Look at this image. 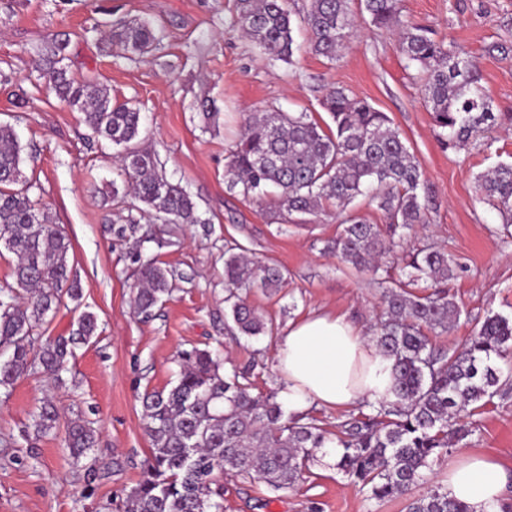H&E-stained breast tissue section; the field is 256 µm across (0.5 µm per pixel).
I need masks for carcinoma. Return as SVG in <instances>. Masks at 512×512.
Returning <instances> with one entry per match:
<instances>
[{
  "mask_svg": "<svg viewBox=\"0 0 512 512\" xmlns=\"http://www.w3.org/2000/svg\"><path fill=\"white\" fill-rule=\"evenodd\" d=\"M402 0H359L360 10L378 28H400V49L407 64L423 70L425 100L447 144L467 142L496 121L482 93L473 61L401 20ZM238 24L259 53L272 63H292L293 28L289 0H236ZM302 21L314 52L333 61L350 38L351 0H307ZM112 41L128 58L146 53L158 42L147 22L119 21ZM65 44L43 58V76L58 97L83 113L98 136L122 148L121 169L134 197L146 212L165 222L197 224L195 203L159 171L154 154L138 145L141 112L120 102L104 85L78 80L63 65ZM334 128L325 130L305 112H257L249 115L225 169L229 191L261 199L279 190L278 211L318 215L336 207L341 230L326 250L356 270L378 272V259L391 252L379 224L348 206L358 197L376 204L389 228L407 233L424 223L419 190L424 188L420 162L389 117L367 100L342 88L324 100ZM21 146L15 130L0 124V241L16 256L13 284L0 289V388L40 370L57 377L75 345L96 333L97 319L82 312L69 336L34 337L47 314L63 297L76 299L71 279L69 238L39 212L28 196ZM477 192L492 201L512 224V164L501 163L476 178ZM408 281L381 278L384 309L373 341L392 361L391 396L368 401V413L350 416L331 434L313 418H284L271 397L249 392L247 374L221 373L223 360L206 349L180 353L181 370L168 390L144 400L150 460L141 480L127 495L123 512H223V488L216 474L257 480L276 493L294 487L309 472L315 453L336 448L334 468L371 498H403L406 512H474L448 497L440 485L416 495L432 465L448 448L471 434L466 419L497 395L509 391L512 373L499 361L512 357V318L493 311L476 324L461 352L436 347L425 330L446 332L455 326L459 306L442 284L453 275L448 255L418 249L405 262ZM169 272L155 260L141 263L134 299L137 312L150 314L172 291ZM424 283V293L409 286ZM227 315L239 333L258 337L270 331L246 294L259 288L276 293L283 271L262 265L228 248L224 251ZM59 413L47 402L34 416L36 432L56 427ZM66 446L75 457L88 455L96 431L81 417L70 420Z\"/></svg>",
  "mask_w": 512,
  "mask_h": 512,
  "instance_id": "cac0c4a2",
  "label": "carcinoma"
}]
</instances>
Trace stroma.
Segmentation results:
<instances>
[{"mask_svg":"<svg viewBox=\"0 0 512 512\" xmlns=\"http://www.w3.org/2000/svg\"><path fill=\"white\" fill-rule=\"evenodd\" d=\"M402 15L475 62L497 117L492 130L443 145L418 66L406 64L395 32L365 15H356L336 61L315 55L298 24L292 63L273 64L242 34L234 0H0V123L17 133L30 198L71 240L69 264L82 288L79 300H64L37 333L69 335L85 311L99 324L59 379L37 372L0 389V512H122L149 459L142 397L171 387L182 351L208 349L225 368H250L251 393L266 396L283 386L273 351L289 322L329 313L372 332L381 300L371 273L323 250L336 234L334 209L274 224L266 202L227 189L225 165L250 113L304 111L325 127L331 119L322 102L339 86L385 112L419 160L430 195L426 223L401 242L398 255L430 245L447 252L455 268L448 287L461 316L435 336L436 346L462 350L488 311L512 317V237L504 235L499 211L476 193L481 172L512 163V0H403ZM135 19L152 22L162 39L130 60L109 32L113 23ZM60 41L75 77L140 108L141 147L191 196L200 223H161L123 191L117 149L92 134L37 69L45 48ZM204 97L218 109V122L198 109ZM123 224L136 225V234L117 237L114 228ZM232 245L285 273L276 294L257 288L248 296L271 327L256 339L241 336L224 314V251ZM140 256L173 273L172 294L148 316L133 303ZM46 397L60 419L39 435L32 419ZM78 415L98 434L97 447L79 460L64 442L68 420ZM471 422L472 434L437 471L465 450L512 473V396L494 398ZM219 481L224 512H405L404 500L369 498L323 456L305 482L275 494L250 479Z\"/></svg>","mask_w":512,"mask_h":512,"instance_id":"35a3bbf8","label":"stroma"}]
</instances>
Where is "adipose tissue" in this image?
<instances>
[{
    "instance_id": "1",
    "label": "adipose tissue",
    "mask_w": 512,
    "mask_h": 512,
    "mask_svg": "<svg viewBox=\"0 0 512 512\" xmlns=\"http://www.w3.org/2000/svg\"><path fill=\"white\" fill-rule=\"evenodd\" d=\"M289 413L311 406L336 408L377 400L391 392L392 371L375 343L342 316L314 313L289 323L274 352ZM449 497L474 512H498L506 493L502 466L465 453L441 475Z\"/></svg>"
}]
</instances>
